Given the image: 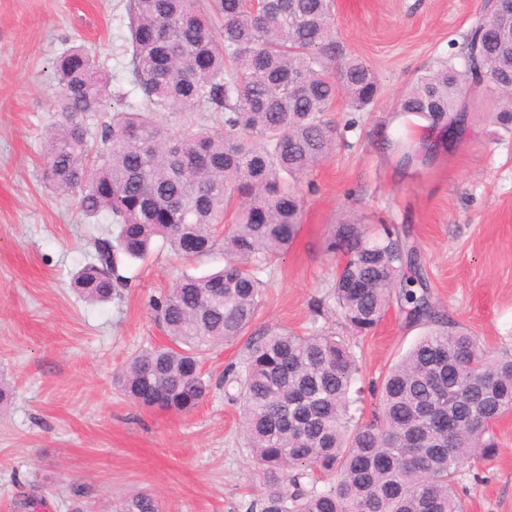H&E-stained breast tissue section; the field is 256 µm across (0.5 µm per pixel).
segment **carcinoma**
<instances>
[{
  "instance_id": "1",
  "label": "carcinoma",
  "mask_w": 512,
  "mask_h": 512,
  "mask_svg": "<svg viewBox=\"0 0 512 512\" xmlns=\"http://www.w3.org/2000/svg\"><path fill=\"white\" fill-rule=\"evenodd\" d=\"M333 0H129L132 91L139 105L91 133L107 80L75 46L54 63L61 120L46 134L45 173L62 191H81L92 217L112 216L116 234L96 244V262L73 278L91 303H105L127 281L119 256L140 260L156 240L176 255L201 258L224 240V267L184 274L151 307L171 344L143 349L114 375L141 407L177 413L208 393L201 355L244 335L261 300L257 274L288 250L303 213L300 185L333 153L329 117L336 98L352 110L378 98L374 71L357 57L334 69L342 48L332 29ZM464 66L443 61L418 76L399 112L445 128L472 96L499 95L497 123L512 127V16L496 9L469 35ZM198 109L223 115L202 128ZM167 112L185 120L171 126ZM445 136L404 145L400 167L427 166ZM112 184V194L92 190ZM233 224L218 225L227 211ZM331 298L345 324L365 335L392 300L411 305L426 327L374 389L379 408L352 412L359 357L333 331L264 330L251 336L227 383L242 401L245 447L261 468V512H467L456 488L468 460L497 451L490 425L512 406V355L477 345L435 307L407 231L359 220L334 227ZM120 512H160L147 493Z\"/></svg>"
}]
</instances>
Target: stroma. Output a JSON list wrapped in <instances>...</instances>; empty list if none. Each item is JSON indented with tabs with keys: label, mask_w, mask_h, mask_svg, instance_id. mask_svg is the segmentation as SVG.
<instances>
[{
	"label": "stroma",
	"mask_w": 512,
	"mask_h": 512,
	"mask_svg": "<svg viewBox=\"0 0 512 512\" xmlns=\"http://www.w3.org/2000/svg\"><path fill=\"white\" fill-rule=\"evenodd\" d=\"M492 2L335 0L343 52L376 72L379 97L363 112L337 99L339 146L304 181L302 222L287 253L260 274L253 331L323 326L346 335L326 241L335 224L357 217L407 229L433 304L481 347L512 353V131L493 123L487 102L432 165L401 172L394 148L421 133L418 118L398 113L400 96L461 50ZM127 25L126 0H0V378L11 391L0 416V512H70L76 501L85 512H116L135 492L155 496L162 512H249L262 495L240 405L224 383L244 340L204 356L210 392L188 413L134 405L113 383L137 352L168 342L153 298L182 274L223 266V248L183 260L156 244L146 259L118 263L128 286L105 304L71 286L113 224L83 216L77 192L45 178L46 131L61 95L52 63L79 45L107 77L105 107L88 119L97 127L138 102ZM422 332L396 300L372 333L355 337L363 416L377 404L370 383ZM492 432L496 455L459 476L467 512H512V412Z\"/></svg>",
	"instance_id": "35a3bbf8"
}]
</instances>
